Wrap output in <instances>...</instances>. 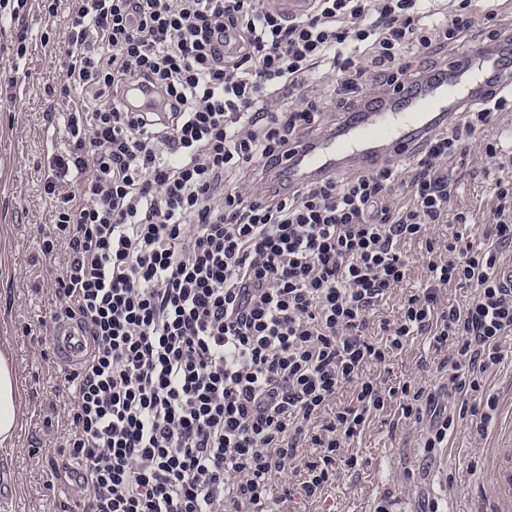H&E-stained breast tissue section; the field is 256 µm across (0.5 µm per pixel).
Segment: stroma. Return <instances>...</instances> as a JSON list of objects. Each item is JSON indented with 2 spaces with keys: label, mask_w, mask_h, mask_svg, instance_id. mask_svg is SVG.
I'll list each match as a JSON object with an SVG mask.
<instances>
[{
  "label": "stroma",
  "mask_w": 512,
  "mask_h": 512,
  "mask_svg": "<svg viewBox=\"0 0 512 512\" xmlns=\"http://www.w3.org/2000/svg\"><path fill=\"white\" fill-rule=\"evenodd\" d=\"M65 10L46 15L42 0H28L24 17L0 20V82L12 83L10 98L0 101V349L14 359L20 390L21 427L12 446L0 447V495L5 512H64L76 494L63 483L48 484L52 469L66 457L64 415L70 393L37 320L48 310L55 277L42 254L52 222L44 192L52 156L68 152V106L59 94L61 55L58 41ZM26 31L28 52L15 60L12 46ZM456 190L452 207L468 212L462 231L474 248L488 242L491 188L497 165L480 146L451 163ZM411 275L376 309L375 318L398 316L404 297L420 289L424 250L407 242ZM503 359L485 377V395L497 409L485 432L459 421L435 461L421 448L423 427L402 418L397 405L373 418L350 451L362 466L340 477L319 498L306 497L295 475L274 480L273 512H426L438 501L441 512H483L492 474V451L512 448V335L502 337ZM447 350L429 338H411L395 356L394 379H413L435 391H447L443 362Z\"/></svg>",
  "instance_id": "obj_1"
}]
</instances>
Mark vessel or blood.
<instances>
[{"label": "vessel or blood", "instance_id": "1", "mask_svg": "<svg viewBox=\"0 0 512 512\" xmlns=\"http://www.w3.org/2000/svg\"><path fill=\"white\" fill-rule=\"evenodd\" d=\"M448 82H433L427 92L408 98L400 92L346 113L333 134H315L289 144L280 167L294 186L312 179L340 177L353 168L400 165L425 146L434 127L450 123L458 113L481 102L493 88H512V70L498 69L490 55L466 49L448 62ZM56 358L69 364L81 353L77 327L60 325L51 337ZM491 512H512V459L498 453L489 489Z\"/></svg>", "mask_w": 512, "mask_h": 512}]
</instances>
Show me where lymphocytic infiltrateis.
<instances>
[{
  "label": "lymphocytic infiltrate",
  "mask_w": 512,
  "mask_h": 512,
  "mask_svg": "<svg viewBox=\"0 0 512 512\" xmlns=\"http://www.w3.org/2000/svg\"><path fill=\"white\" fill-rule=\"evenodd\" d=\"M473 2L315 0L290 20L263 0H67L71 148L46 177L56 289L38 324L72 320L87 337L64 372L69 512H260L286 468L316 498L358 468L349 448L390 402L425 423L431 458L459 420L490 421L495 398L452 412L365 368L428 336L449 348L450 391L465 397L500 363L512 174L494 183L492 243L477 249L451 210L449 163L512 112V94L435 131L410 168L273 186L289 143L320 123L321 90L353 108L362 88L408 82L412 62L464 48L479 25L512 65L497 0L480 14ZM434 224L454 230L436 238ZM408 239L424 247V287L397 319L372 321L410 275ZM451 284L473 301L442 304ZM346 387L351 402L336 405Z\"/></svg>",
  "instance_id": "obj_1"
}]
</instances>
